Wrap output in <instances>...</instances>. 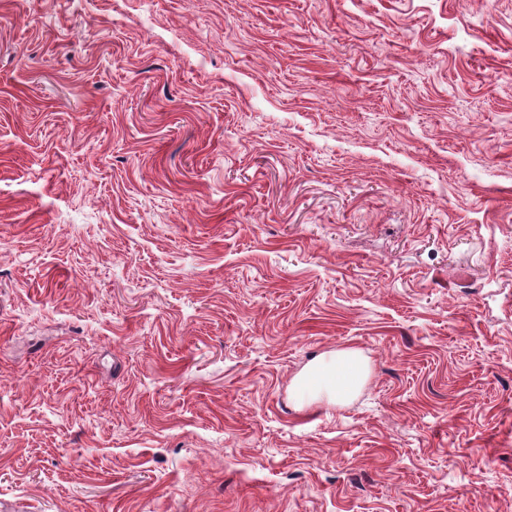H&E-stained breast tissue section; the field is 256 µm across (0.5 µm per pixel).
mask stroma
Here are the masks:
<instances>
[{
  "instance_id": "35a3bbf8",
  "label": "stroma",
  "mask_w": 512,
  "mask_h": 512,
  "mask_svg": "<svg viewBox=\"0 0 512 512\" xmlns=\"http://www.w3.org/2000/svg\"><path fill=\"white\" fill-rule=\"evenodd\" d=\"M0 512H512V0H0ZM368 365L355 350L320 355L306 365L297 378V387L307 400L326 399L340 404L350 399L364 383Z\"/></svg>"
}]
</instances>
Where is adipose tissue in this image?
Returning <instances> with one entry per match:
<instances>
[{
	"label": "adipose tissue",
	"instance_id": "adipose-tissue-1",
	"mask_svg": "<svg viewBox=\"0 0 512 512\" xmlns=\"http://www.w3.org/2000/svg\"><path fill=\"white\" fill-rule=\"evenodd\" d=\"M368 365L354 350L320 355L306 365L297 387L307 400L324 399L340 404L350 399L364 383Z\"/></svg>",
	"mask_w": 512,
	"mask_h": 512
}]
</instances>
